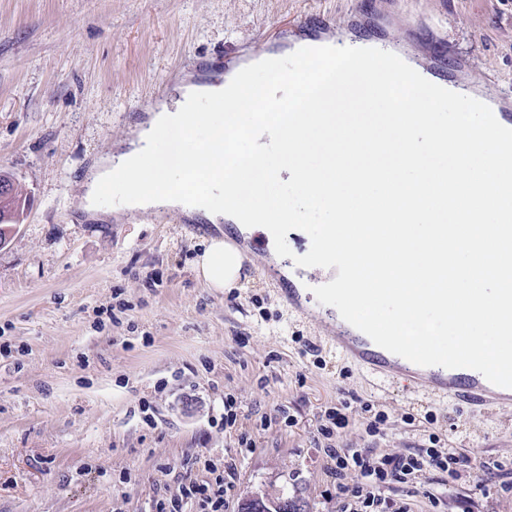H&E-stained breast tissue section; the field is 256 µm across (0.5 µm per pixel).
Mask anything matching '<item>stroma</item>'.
Instances as JSON below:
<instances>
[{
    "label": "stroma",
    "instance_id": "1",
    "mask_svg": "<svg viewBox=\"0 0 512 512\" xmlns=\"http://www.w3.org/2000/svg\"><path fill=\"white\" fill-rule=\"evenodd\" d=\"M302 17L391 47L441 41L454 82L492 102L512 93V0H0V173L29 197L0 247V512H156L186 480H207L210 460L237 468L225 512L247 495L338 512L329 442L408 453L433 432L469 456L512 460V406L379 382L292 314L262 232L237 287L216 290L194 263L216 231L242 244L235 225L82 211L88 171L176 85L285 53ZM273 193L302 211L277 226L279 249L313 252L326 213L302 207L295 185ZM228 393L233 430L215 422ZM329 407L349 423L328 441ZM377 411L387 420L372 436ZM241 431L254 452L239 451ZM501 482L429 472L382 494L409 512H512Z\"/></svg>",
    "mask_w": 512,
    "mask_h": 512
}]
</instances>
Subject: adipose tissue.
<instances>
[{
  "label": "adipose tissue",
  "mask_w": 512,
  "mask_h": 512,
  "mask_svg": "<svg viewBox=\"0 0 512 512\" xmlns=\"http://www.w3.org/2000/svg\"><path fill=\"white\" fill-rule=\"evenodd\" d=\"M323 56L298 54L296 70L265 65L262 77L246 74L223 85H189L175 108L156 112L137 127L124 152L101 159L86 178L82 209L103 216L99 200L125 187L124 205L147 210L163 204L199 214L211 223L227 220L244 232H270L297 219L266 194L267 181L289 178L308 200L324 205L333 220L321 231L310 269L326 255L347 257L338 287V308L394 337L403 346L435 352L444 340L433 322L459 299L468 307L457 328L458 355L501 358L502 349L473 326H499L508 313L498 291L512 286V236L496 233L502 207L512 204V153L491 148L478 135L479 123L459 113L442 119L430 103L426 82L398 83L382 62L331 68L307 88V71L326 64ZM294 105L272 109L278 90ZM397 97L382 125L370 120L378 99ZM224 111L223 122L198 108L199 98ZM207 130L190 146L191 135ZM247 157L234 155L239 139ZM432 154L454 156L444 169L427 164ZM304 156L334 162L331 176L299 166ZM204 176L201 193L188 196L174 184L188 174ZM243 256L223 237H210L195 270L207 287H236ZM385 299L393 318L378 323L373 302Z\"/></svg>",
  "instance_id": "obj_1"
}]
</instances>
